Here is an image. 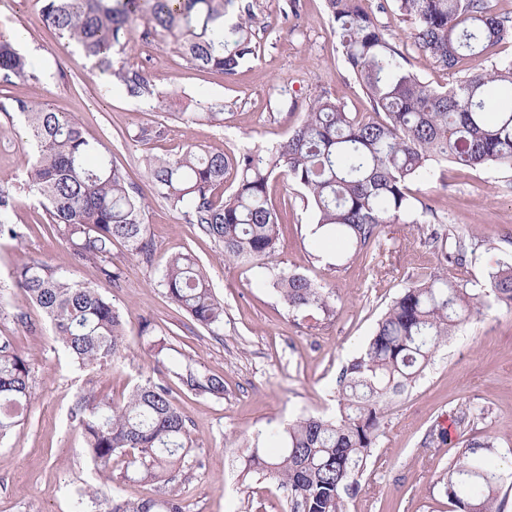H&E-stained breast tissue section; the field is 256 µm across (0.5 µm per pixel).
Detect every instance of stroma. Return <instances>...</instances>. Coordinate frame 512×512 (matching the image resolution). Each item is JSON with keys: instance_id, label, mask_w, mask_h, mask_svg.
<instances>
[{"instance_id": "35a3bbf8", "label": "stroma", "mask_w": 512, "mask_h": 512, "mask_svg": "<svg viewBox=\"0 0 512 512\" xmlns=\"http://www.w3.org/2000/svg\"><path fill=\"white\" fill-rule=\"evenodd\" d=\"M364 6L423 82L438 89L457 82V74L416 48L393 0H364ZM246 8L255 16L254 55L231 75L193 66L167 33L150 30L146 18L130 23L114 63L141 69L154 91L134 98L119 84H107L93 61L59 39L39 0H0V33L23 31L19 49L39 63L35 78L0 80V101L24 98L70 114L87 137L103 141L140 187L154 244L148 261L124 244L113 246L122 277L111 288L98 265L69 267L67 244L36 197L20 188L32 153L23 119L0 113V183L20 188L12 221L22 232L17 240L0 239V336L11 337L28 357L33 392L22 424L0 441V512H76L78 489L96 480L82 434L70 422L77 397L93 389L119 403L148 378L174 386L203 462L179 487L185 512H285L273 481L242 476V452L255 432L303 415L335 414L341 370L404 288L441 268L454 282L485 287L491 273L512 262V168L469 169L446 161L430 163L426 177L409 183L411 215L340 267L314 246L315 212L302 192L280 177L270 179L269 198L281 220L274 261L332 293L330 318L288 312L264 287V268L225 262L221 247L157 197L144 157L189 145L231 157L268 153L321 96L360 116L373 113L344 59L325 0H235L227 22ZM211 103L223 106V125L188 121V113ZM156 126L164 127L163 137L136 140L139 129ZM459 242L466 247L463 262H444ZM185 251L205 267L224 305L219 333L198 326L160 284L168 259ZM27 259L69 267L74 280L106 287L125 314L123 358L84 370L71 363L42 310L13 284L15 266ZM160 342L165 349L153 357ZM187 362L223 377V399L176 389L171 371ZM441 431L446 441L436 440ZM484 437L493 441L501 467L512 468V309L489 297L435 352L416 383L386 403L384 432L347 512H457L438 477L468 441Z\"/></svg>"}]
</instances>
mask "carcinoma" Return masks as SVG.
<instances>
[{
  "instance_id": "carcinoma-1",
  "label": "carcinoma",
  "mask_w": 512,
  "mask_h": 512,
  "mask_svg": "<svg viewBox=\"0 0 512 512\" xmlns=\"http://www.w3.org/2000/svg\"><path fill=\"white\" fill-rule=\"evenodd\" d=\"M235 0H42L45 22L75 42L99 71L133 97L153 94L142 70L113 65L127 25L145 14L173 37L196 67L232 74L254 54V15L233 24L224 17ZM413 26L416 47L448 70L512 42V21L491 12L488 0H395ZM351 73L372 103L376 118L358 120L330 98L313 101L288 140L266 155L230 158L189 145L167 157L148 155L144 165L173 209L222 246L226 261H255L285 307L328 317L332 295L309 278L267 264L278 247L279 216L268 201L271 176L281 173L306 192L316 213L312 235L333 237L341 257L360 253L384 224L411 211L407 184L444 159L463 168L512 166V60L478 68L454 86L435 90L407 66L360 0H326ZM0 76L35 77L32 59L0 41ZM0 112L25 119L33 155L22 186L36 196L53 231L70 245V265H100L109 285L121 279L112 246L150 260L153 243L144 223L146 203L138 186L115 163L108 147L89 139L73 116L16 98ZM238 180L224 195V174ZM16 187L0 184V237L22 233L11 222ZM18 288L44 312L73 365L88 369L123 357L124 318L99 288L74 280L68 270L35 260L13 271ZM168 298L200 327L214 333L224 305L206 270L189 253L171 257L161 277ZM489 292L512 308V263L490 276ZM482 292L437 271L404 289L377 322L364 349L337 379L335 415L302 416L281 429L257 432L242 470L277 482L289 512H345L382 432L385 402L414 384L435 349L475 310ZM180 389L198 397L224 398V379L187 364L172 371ZM31 367L11 340L0 336V439L21 424L31 403ZM85 441L98 482L78 492V512H185L172 490L151 497L114 494L113 463L126 457L123 478L167 485L191 480L202 466L188 441L187 416L172 389L150 380L121 403L94 392L78 396L70 413ZM490 439L463 449L439 483L460 512H501L500 464Z\"/></svg>"
}]
</instances>
